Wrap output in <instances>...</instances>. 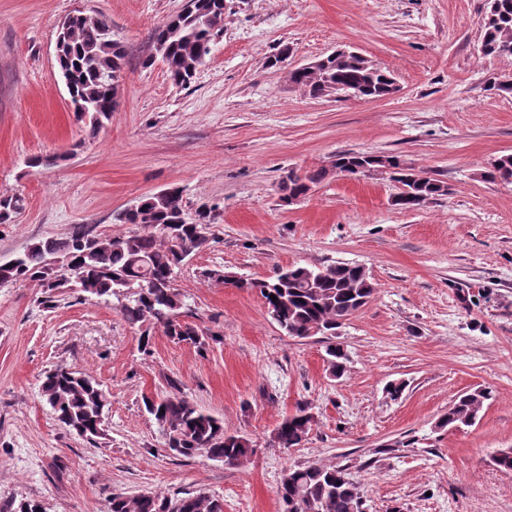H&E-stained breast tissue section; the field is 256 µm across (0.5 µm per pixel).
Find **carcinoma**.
Returning a JSON list of instances; mask_svg holds the SVG:
<instances>
[{
	"label": "carcinoma",
	"mask_w": 512,
	"mask_h": 512,
	"mask_svg": "<svg viewBox=\"0 0 512 512\" xmlns=\"http://www.w3.org/2000/svg\"><path fill=\"white\" fill-rule=\"evenodd\" d=\"M479 26L483 55L512 56V0H486ZM223 30L224 0H191L190 7L154 29V54L146 57L143 65L159 60L169 78L183 85L193 77ZM56 44L57 63L62 77L68 79L77 119L94 130L102 127L119 104L127 46L112 38L107 19L82 12L67 18ZM289 80L314 98L328 96L338 87L358 98L379 99L389 95L393 76L358 56L332 52L316 65L296 68ZM367 166L389 168L390 178L400 188L394 205L402 209L448 194L443 182L419 176L411 164L396 155L344 151L336 154L330 169L288 172L280 182L283 199L306 195L311 186L334 173L357 178L365 174ZM482 178L512 184V154L495 158ZM22 209L20 197L1 196L0 224L9 223ZM213 221L210 209L196 211L194 221H188L182 191L167 188L113 214V223L131 224L136 230L103 235L82 226L65 238L35 241L16 256L15 263L0 264V285L37 281L48 294L70 288L110 302L128 324L138 327L140 349L145 354L151 352L157 328L174 341L200 348L205 345L203 335L181 320L184 300L175 285V273L206 246V229ZM218 278L234 288L259 292L280 329L299 339L317 334L335 336L336 329L365 306L374 292L366 269L349 263L293 265L266 280L231 272ZM272 294L276 299L270 298ZM327 355L330 373L335 377L344 373L341 349L331 345ZM169 386V395L145 398L143 403L174 455L193 458L204 453L231 467L250 459L255 448L249 439L224 430V421L184 397L176 382ZM40 396L56 421L78 436L91 440L102 434L108 397L91 376L60 365L45 375ZM490 398L486 388L460 396L440 418L438 427L473 425ZM313 422L308 406L297 407L277 427L274 445L299 446ZM279 495L284 512H363L359 486L342 466L311 463L290 469L282 476ZM0 512H42V506L35 500L0 499ZM107 512H224V502L201 491L176 497L156 492L132 497L113 493L107 498Z\"/></svg>",
	"instance_id": "1"
}]
</instances>
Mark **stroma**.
<instances>
[{
	"label": "stroma",
	"mask_w": 512,
	"mask_h": 512,
	"mask_svg": "<svg viewBox=\"0 0 512 512\" xmlns=\"http://www.w3.org/2000/svg\"><path fill=\"white\" fill-rule=\"evenodd\" d=\"M186 0H0V195L23 209L0 224V264L31 242L86 224L116 229L115 211L171 186L187 213L211 208L208 243L178 271L183 315L204 348L156 333L151 354L112 305L37 283L0 286V498L45 512H105L118 492L204 491L224 512H282L285 471L343 466L366 512H512V184L481 179L512 153V98L486 89L512 76V56L478 50L485 0H226L224 32L191 82L162 62L143 66L151 34ZM105 17L129 51L119 107L91 130L69 107L55 46L69 15ZM351 46L394 74L398 91L372 100L312 98L289 69ZM288 50L276 67L270 57ZM397 155L440 180L446 196L394 206L388 173L331 177L288 205V170L329 166L341 151ZM66 154L48 168L34 155ZM359 264L369 302L337 332L286 335L258 293L216 271L265 279L288 265ZM337 343L347 370L333 377ZM67 365L107 392L96 441L59 424L41 399L46 372ZM248 438L254 455L230 467L170 454L143 406L170 381ZM405 381L399 400L385 393ZM489 388L475 424L436 423L461 394ZM314 422L299 447L276 428L299 404Z\"/></svg>",
	"instance_id": "stroma-1"
}]
</instances>
